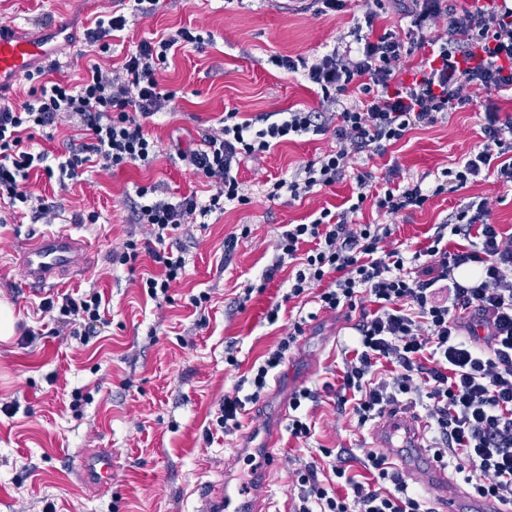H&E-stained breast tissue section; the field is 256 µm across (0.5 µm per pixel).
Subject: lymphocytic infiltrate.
Listing matches in <instances>:
<instances>
[{"label":"lymphocytic infiltrate","mask_w":512,"mask_h":512,"mask_svg":"<svg viewBox=\"0 0 512 512\" xmlns=\"http://www.w3.org/2000/svg\"><path fill=\"white\" fill-rule=\"evenodd\" d=\"M384 8V0H368L353 43L334 45L315 63L301 56L272 57L277 68L303 72L320 88L321 111L289 110L243 121L228 112L220 127L202 130L199 149L178 151L180 161L213 183L207 201L193 194L173 201L158 197L154 187H137L135 217L145 226L146 239L127 241L120 260L133 263L145 252L161 266L160 275L143 281L152 300L167 298L184 272L182 256L164 248L170 232L227 204H248L236 174L242 160L288 140L333 131L334 150L306 164L302 177L279 179L267 188L270 199L284 192L297 199L314 187L335 184L352 155H385L410 131L474 106L480 92L512 90V6L506 0H464L460 6L409 0L404 37L374 33V19ZM125 25L122 14L97 18L83 43L98 58L110 52L111 33ZM204 42L202 30L181 27L139 42L117 71L96 58L73 82L51 77L45 68L29 72L26 99L16 107L0 105V202L29 211L34 222L52 224L60 218L59 207L28 190L31 170L63 183L76 180L91 162L108 171L151 164L158 143L145 122L168 111L173 100L159 74L178 50ZM415 47L424 57L407 81L402 71ZM352 92L360 94L358 104H348ZM71 119L81 124L87 142L70 146L61 159L31 148L35 136L52 139L54 128ZM481 136V149L446 169L428 189L412 180L380 190L372 172H359L346 210L325 209L309 223L287 225L263 278L272 280L292 263L288 298L312 296L317 312H361L351 345L342 349L339 383L325 381L293 394L289 436L311 439L312 424L301 408L325 393L333 396L338 412H352L361 427L386 410L418 406L428 420L433 455L462 475L476 496L512 503V233L490 222L483 200L461 206L436 226L426 247L412 253L387 247L390 225L348 221L367 205L384 216L415 211L431 197L491 173L512 187V116L500 117L494 104H486ZM452 235L473 244L449 251ZM367 302L373 311H364ZM101 305V294L92 290L77 299L45 298L41 309L61 327L89 331L101 320ZM315 314L294 318L286 336L252 365L250 393L225 395L216 419L220 428H239L247 405L259 401ZM317 454L293 472L298 499L293 512H435L427 496L409 490L383 453L364 454L362 465L373 477L369 483L340 464V452L321 446Z\"/></svg>","instance_id":"obj_1"}]
</instances>
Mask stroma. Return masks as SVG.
Instances as JSON below:
<instances>
[{
    "label": "stroma",
    "mask_w": 512,
    "mask_h": 512,
    "mask_svg": "<svg viewBox=\"0 0 512 512\" xmlns=\"http://www.w3.org/2000/svg\"><path fill=\"white\" fill-rule=\"evenodd\" d=\"M367 0H349L347 10L320 15L309 0H165L155 15L133 12L130 0H0V23L26 38L47 35L52 22L80 36L96 16L126 13L128 24L111 37L112 51L101 63L117 68L129 50L157 34L182 26L210 31L213 42L187 48L161 72L173 92L170 112L148 124L160 153L149 166L117 171L86 169L79 180L59 185L31 174L29 190L62 207L63 223L88 244L84 275L66 278L55 291L80 297L89 289L105 299L104 322L90 336H71L40 309L43 293L29 289L16 253L26 240L45 232L30 215H9L0 224V299L18 318L15 336L0 342V512H197L200 487L215 480L232 449L279 438L280 457L269 485L268 512H291V471L307 451L288 436V403L297 390L322 380L338 383L340 345L360 318L322 313L280 366L259 402L237 431L216 424L225 393L250 375L254 361L287 333L303 299L285 300L287 270L273 281L262 274L276 257L284 225L305 224L320 211L343 210L356 189L355 176L372 172L377 184L421 179L433 186L442 170L477 150L482 142L478 108L415 129L385 156L355 155L343 179L317 187L304 198L271 200L265 183L291 179L308 162L334 149L333 134L279 144L258 160L239 166L237 178L250 202L228 205L204 223L183 227L172 245L186 272L159 305L142 277L159 273L148 254L134 266L116 263L128 240L144 238L133 221L135 190L157 186L160 194L190 193L207 199L212 185L175 160L176 148L194 147L202 129L219 126L225 113L248 119L265 112L313 110L317 89L302 75L273 66V55L321 57L347 37ZM486 200L491 223L512 231V188L496 176L430 198L423 209L392 217L390 244L423 247L460 204ZM95 211L98 223H81ZM248 225V238L232 253L224 239ZM208 292L199 310L190 298ZM281 304L278 323L265 318ZM233 347L237 365L224 361ZM314 440L329 448L372 449L371 430L360 431L350 415L338 414L332 399L309 407ZM112 451V485H86L79 472L87 453Z\"/></svg>",
    "instance_id": "35a3bbf8"
}]
</instances>
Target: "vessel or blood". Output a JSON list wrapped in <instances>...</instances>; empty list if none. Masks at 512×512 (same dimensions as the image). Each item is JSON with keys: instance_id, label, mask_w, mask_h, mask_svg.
I'll return each mask as SVG.
<instances>
[{"instance_id": "b4317fda", "label": "vessel or blood", "mask_w": 512, "mask_h": 512, "mask_svg": "<svg viewBox=\"0 0 512 512\" xmlns=\"http://www.w3.org/2000/svg\"><path fill=\"white\" fill-rule=\"evenodd\" d=\"M51 56L46 41L14 37L0 29V86L17 81L36 62L47 61ZM19 264L30 288L42 290L54 281L83 271L85 245L67 230L47 231L24 244ZM374 439L377 446L395 449V459L402 471L424 476L426 488L441 512H501L500 505L493 500H471L469 492L421 444L416 423L402 413H385L374 429ZM252 455L256 463L251 482L239 483L232 470H225L223 477L201 490V512H266L264 499L271 469L279 458L276 440H264ZM80 476L99 488L111 485V451L86 457Z\"/></svg>"}]
</instances>
